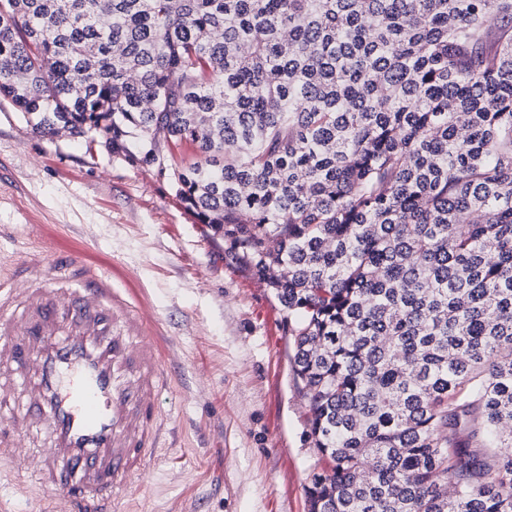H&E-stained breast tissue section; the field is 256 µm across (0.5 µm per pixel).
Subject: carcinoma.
Wrapping results in <instances>:
<instances>
[{"instance_id":"obj_1","label":"carcinoma","mask_w":512,"mask_h":512,"mask_svg":"<svg viewBox=\"0 0 512 512\" xmlns=\"http://www.w3.org/2000/svg\"><path fill=\"white\" fill-rule=\"evenodd\" d=\"M0 96L274 291L307 512H512V0H0Z\"/></svg>"}]
</instances>
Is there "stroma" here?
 <instances>
[{
    "label": "stroma",
    "mask_w": 512,
    "mask_h": 512,
    "mask_svg": "<svg viewBox=\"0 0 512 512\" xmlns=\"http://www.w3.org/2000/svg\"><path fill=\"white\" fill-rule=\"evenodd\" d=\"M77 251L140 314L170 382L145 487L121 512H306L316 461L286 313L190 214L169 172L106 136H43L0 99V279L27 253ZM0 455V512H34Z\"/></svg>",
    "instance_id": "obj_1"
}]
</instances>
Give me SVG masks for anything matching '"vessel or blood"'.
Returning <instances> with one entry per match:
<instances>
[{
  "label": "vessel or blood",
  "instance_id": "obj_1",
  "mask_svg": "<svg viewBox=\"0 0 512 512\" xmlns=\"http://www.w3.org/2000/svg\"><path fill=\"white\" fill-rule=\"evenodd\" d=\"M29 285L0 282V452L13 470L33 465L44 512H118L119 495L156 458L163 358L110 274L80 253L25 264ZM140 332L137 347L117 321ZM25 394L15 413L16 392ZM48 425L51 444L31 454L23 431Z\"/></svg>",
  "mask_w": 512,
  "mask_h": 512
}]
</instances>
